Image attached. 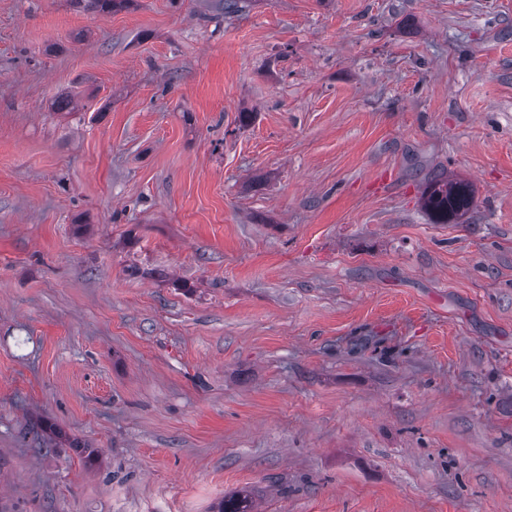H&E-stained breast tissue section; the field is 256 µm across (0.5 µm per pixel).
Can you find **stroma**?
Returning a JSON list of instances; mask_svg holds the SVG:
<instances>
[{
    "instance_id": "35a3bbf8",
    "label": "stroma",
    "mask_w": 512,
    "mask_h": 512,
    "mask_svg": "<svg viewBox=\"0 0 512 512\" xmlns=\"http://www.w3.org/2000/svg\"><path fill=\"white\" fill-rule=\"evenodd\" d=\"M242 3L0 0V512H512V0ZM471 185L462 180L435 179L422 196L424 209L436 221L448 223L464 216L473 204Z\"/></svg>"
}]
</instances>
